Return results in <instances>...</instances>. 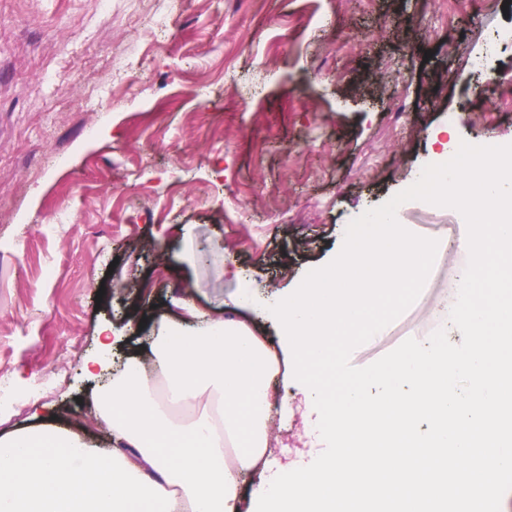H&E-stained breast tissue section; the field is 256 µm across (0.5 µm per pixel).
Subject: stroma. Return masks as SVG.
Here are the masks:
<instances>
[{"instance_id":"35a3bbf8","label":"stroma","mask_w":512,"mask_h":512,"mask_svg":"<svg viewBox=\"0 0 512 512\" xmlns=\"http://www.w3.org/2000/svg\"><path fill=\"white\" fill-rule=\"evenodd\" d=\"M512 0H0V388L84 420L82 371L101 327L134 346L165 315L227 317L243 286L285 295L319 277L363 214L398 202L437 246L395 318L336 351V387L377 394V374L431 336L471 261L474 230L412 190L430 136L512 144ZM490 54L484 73L473 57ZM151 175L137 180V168ZM289 378L273 410L280 464L316 462L323 406Z\"/></svg>"}]
</instances>
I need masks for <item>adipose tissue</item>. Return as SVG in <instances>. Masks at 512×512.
<instances>
[{
    "instance_id": "adipose-tissue-1",
    "label": "adipose tissue",
    "mask_w": 512,
    "mask_h": 512,
    "mask_svg": "<svg viewBox=\"0 0 512 512\" xmlns=\"http://www.w3.org/2000/svg\"><path fill=\"white\" fill-rule=\"evenodd\" d=\"M432 143L431 201L504 227L463 243L472 263L454 307L473 340L456 362L436 345L397 354L379 373L381 399L360 386L332 399L330 448L317 465L277 467L246 491V476L268 461L280 367L305 380L335 367L337 337L371 331L378 305L403 304L424 277L433 246L404 233L392 203L325 276L265 308L278 347L232 318L200 312L190 331L165 319L93 397L115 448L50 422L0 436V512H481L485 458L512 467V304L491 294L476 304L471 292L494 278L492 258L512 255V145L475 166L457 156L448 129ZM452 369L484 389L449 392ZM422 419L425 435L415 429ZM462 453L465 469L453 464Z\"/></svg>"
}]
</instances>
